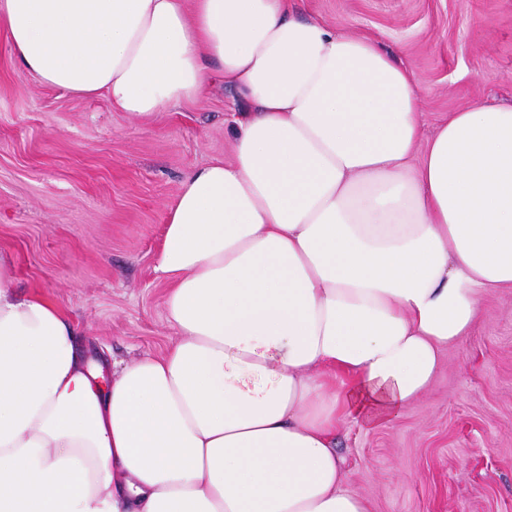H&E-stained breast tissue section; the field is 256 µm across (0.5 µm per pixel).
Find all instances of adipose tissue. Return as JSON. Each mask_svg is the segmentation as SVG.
<instances>
[{"instance_id": "obj_1", "label": "adipose tissue", "mask_w": 512, "mask_h": 512, "mask_svg": "<svg viewBox=\"0 0 512 512\" xmlns=\"http://www.w3.org/2000/svg\"><path fill=\"white\" fill-rule=\"evenodd\" d=\"M25 73L149 115L248 103L157 270L176 340L101 385L0 255V512H370L336 454L394 421L512 290V104L422 139L413 73L288 0H0Z\"/></svg>"}]
</instances>
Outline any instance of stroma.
<instances>
[{
  "mask_svg": "<svg viewBox=\"0 0 512 512\" xmlns=\"http://www.w3.org/2000/svg\"><path fill=\"white\" fill-rule=\"evenodd\" d=\"M295 13L374 38L408 66L431 136L445 115L512 104V0H292ZM243 104L218 84L147 116L22 72L0 35V251L25 292L56 301L83 357L129 362L175 339L155 270L184 178L231 155ZM449 348L395 423L337 433L346 488L372 512H512V291Z\"/></svg>",
  "mask_w": 512,
  "mask_h": 512,
  "instance_id": "stroma-1",
  "label": "stroma"
}]
</instances>
